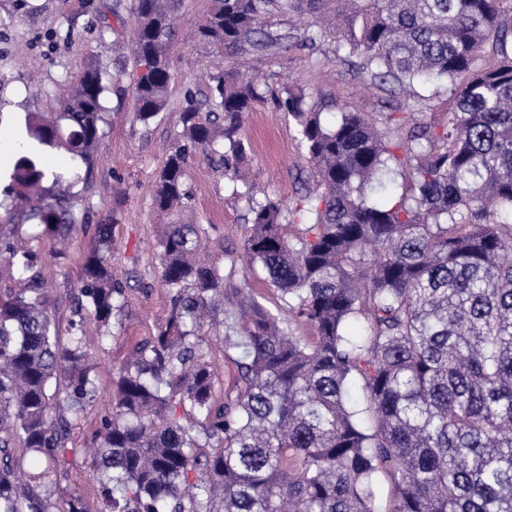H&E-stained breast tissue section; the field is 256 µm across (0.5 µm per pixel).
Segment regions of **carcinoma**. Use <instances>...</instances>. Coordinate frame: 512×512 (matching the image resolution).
Returning a JSON list of instances; mask_svg holds the SVG:
<instances>
[{
  "label": "carcinoma",
  "instance_id": "cac0c4a2",
  "mask_svg": "<svg viewBox=\"0 0 512 512\" xmlns=\"http://www.w3.org/2000/svg\"><path fill=\"white\" fill-rule=\"evenodd\" d=\"M175 4L96 11L102 36L132 27L144 124L174 79ZM274 12L342 14L335 59H359L378 87L447 93V123L389 112L385 122L405 128L391 140L346 106L327 121L332 103L282 85L276 108L294 120L315 178L288 206L245 170L242 124L268 85L221 60L204 86L186 87L152 199L170 218L158 253L169 311L97 413L90 495L64 483L73 429L99 390L84 323L112 336L124 294L107 258L112 226L95 227L64 341L31 249L1 232L14 285L0 292V512H378L382 475L388 512H512V0H212L196 39L219 55L262 56L328 38L322 23L274 29ZM110 80L119 75L93 60L77 74L62 66V111L28 122L34 150L90 164ZM197 158L246 201L243 254L277 292L274 306L199 261L204 229L184 221ZM10 179L11 207L28 210L44 170L24 153ZM30 217L59 243L87 229L63 198ZM299 325L312 339L293 335ZM218 326L224 350H241L220 403L200 340ZM31 455L39 472L24 479Z\"/></svg>",
  "mask_w": 512,
  "mask_h": 512
}]
</instances>
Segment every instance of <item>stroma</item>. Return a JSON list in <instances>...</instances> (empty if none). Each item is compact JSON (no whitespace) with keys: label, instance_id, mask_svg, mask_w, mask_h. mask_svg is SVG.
<instances>
[{"label":"stroma","instance_id":"obj_1","mask_svg":"<svg viewBox=\"0 0 512 512\" xmlns=\"http://www.w3.org/2000/svg\"><path fill=\"white\" fill-rule=\"evenodd\" d=\"M210 6L211 0H178L180 36L171 53L175 80L166 109L149 124L136 122L134 78L125 75L121 95L107 99L104 135L91 166L75 164L65 153L56 154L57 170L66 179L48 185L47 195L39 199L44 205L51 203L54 195L77 194L90 205L87 224L112 227V270L127 284L125 298L109 340L98 341L95 329L87 331L88 352L100 371L98 405L102 408L111 404L116 389L113 369L126 360L137 341L157 332L168 313L167 291L158 272L159 220L152 209V196L166 150L178 129L185 88L214 60L211 49L193 38ZM64 10L77 17L69 34L60 29ZM331 49L328 43L316 51L294 45L258 59L233 57L229 63L245 71L258 70L270 89L293 83L339 101L374 122L398 100L415 113H443L441 100L423 101L366 87L355 65L333 61ZM92 56L111 60L117 52L111 39L99 38L81 0H69L65 6L60 0H0V136L13 132L33 114L59 111L64 94L56 84L59 63L79 65ZM241 134L251 146V170L269 193L289 202L313 187L311 165L296 140L294 122L276 109L273 98L254 104ZM189 183L192 205L210 238V258L234 261L236 280H247L262 302L273 304L276 294L262 273L241 259L244 202L232 195L226 180L205 161L192 165ZM90 242V234H78L62 257L57 256L52 238L40 237L30 243L46 286L57 300V321L63 332L70 315L67 293L77 280Z\"/></svg>","mask_w":512,"mask_h":512}]
</instances>
